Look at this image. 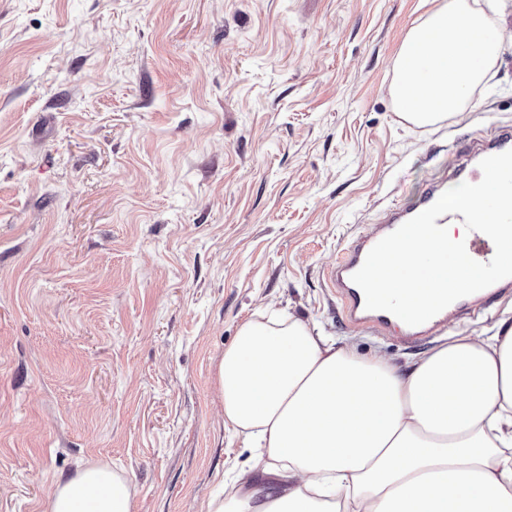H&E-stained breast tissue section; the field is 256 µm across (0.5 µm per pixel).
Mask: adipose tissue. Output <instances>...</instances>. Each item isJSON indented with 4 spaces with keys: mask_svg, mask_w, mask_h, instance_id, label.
I'll return each instance as SVG.
<instances>
[{
    "mask_svg": "<svg viewBox=\"0 0 512 512\" xmlns=\"http://www.w3.org/2000/svg\"><path fill=\"white\" fill-rule=\"evenodd\" d=\"M503 46L482 0H437L394 61L397 112L433 126L468 106ZM250 456L206 512H512V321L398 370L285 312L242 324L217 366ZM127 478L88 464L44 512H132Z\"/></svg>",
    "mask_w": 512,
    "mask_h": 512,
    "instance_id": "ef3b65f1",
    "label": "adipose tissue"
}]
</instances>
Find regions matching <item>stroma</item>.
Returning a JSON list of instances; mask_svg holds the SVG:
<instances>
[{
	"label": "stroma",
	"instance_id": "stroma-1",
	"mask_svg": "<svg viewBox=\"0 0 512 512\" xmlns=\"http://www.w3.org/2000/svg\"><path fill=\"white\" fill-rule=\"evenodd\" d=\"M432 0H0V512L79 466L133 512H203L247 454L216 366L265 309L348 329L326 273L512 125V40L466 111L399 117Z\"/></svg>",
	"mask_w": 512,
	"mask_h": 512
}]
</instances>
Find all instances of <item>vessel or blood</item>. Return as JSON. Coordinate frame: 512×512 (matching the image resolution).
<instances>
[{
  "label": "vessel or blood",
  "instance_id": "vessel-or-blood-1",
  "mask_svg": "<svg viewBox=\"0 0 512 512\" xmlns=\"http://www.w3.org/2000/svg\"><path fill=\"white\" fill-rule=\"evenodd\" d=\"M511 149L512 129L504 127L489 141L472 143L469 152L481 160ZM441 193L440 186L433 184L427 189L417 207L408 210L388 208L377 229L371 233L357 235L345 249L336 267L328 272L327 280L341 298L343 317L349 327L376 335L392 332L408 346L415 347L445 331L451 316L478 313L501 299L512 296V277H509L458 299L432 319L418 326L406 325L386 311L366 309L364 294L352 281L353 274L362 266L369 250L380 239L416 216L417 212L430 207ZM465 245L469 256L482 263L489 262L495 253L492 240L478 231L469 232L465 238Z\"/></svg>",
  "mask_w": 512,
  "mask_h": 512
}]
</instances>
